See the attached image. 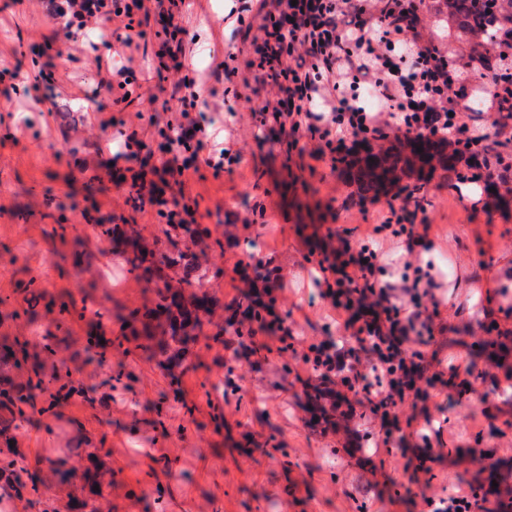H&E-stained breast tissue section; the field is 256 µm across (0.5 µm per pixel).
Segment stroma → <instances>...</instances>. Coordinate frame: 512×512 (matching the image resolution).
Instances as JSON below:
<instances>
[{"mask_svg": "<svg viewBox=\"0 0 512 512\" xmlns=\"http://www.w3.org/2000/svg\"><path fill=\"white\" fill-rule=\"evenodd\" d=\"M233 5L196 0L185 17L196 37L187 55L195 69H210L229 51L237 57L236 74L215 83L213 116L242 155L224 172L204 165L190 176L185 192L209 233L189 244L155 212L134 208L130 186L120 182L129 162L112 157L132 129L148 142L141 161L162 155L152 136L163 114L147 97L170 99L176 77L155 79L156 41L135 42L115 59L68 43L39 0H0V68L28 77L52 70L57 79L52 91L0 84V384L27 399L19 414L0 407V458L18 459L23 481L38 487L11 494L7 512H76L80 502L99 512H421L413 465L430 439L444 446L429 474L434 490L479 485L486 471L472 451L480 448L498 475L491 502L512 499V295L485 283L473 293L457 285L461 274L475 278L483 265L512 260V205L478 185L436 178L421 191L427 246L410 252L403 239H379L393 277L409 262L437 283L442 327L427 351L449 384L447 393L404 408L432 425L391 451L372 454L381 423L353 393L338 391L351 421L315 417L292 350L277 341L254 348L228 327L232 267L253 251L283 278L277 309L289 315L297 341L336 338L308 258L333 232L358 243L365 225L384 220L388 202L360 199L343 169L288 153L252 126L249 109L270 88L247 65L258 28L224 20ZM118 63L141 74L144 98L113 104L98 68ZM38 94L54 113L27 109ZM464 120L506 158L495 182L512 185V140L496 136L485 110ZM106 226L113 235L103 234ZM116 235L137 236L158 260L190 250L204 277L211 311L175 369L178 391L143 348L140 318L156 294L113 245ZM490 331L509 352L477 362L486 376L465 386L452 369L473 361ZM59 466L77 467L79 478L60 482Z\"/></svg>", "mask_w": 512, "mask_h": 512, "instance_id": "35a3bbf8", "label": "stroma"}]
</instances>
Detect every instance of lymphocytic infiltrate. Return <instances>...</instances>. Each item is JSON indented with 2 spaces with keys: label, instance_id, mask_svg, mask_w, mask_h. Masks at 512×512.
Instances as JSON below:
<instances>
[{
  "label": "lymphocytic infiltrate",
  "instance_id": "f902f5d3",
  "mask_svg": "<svg viewBox=\"0 0 512 512\" xmlns=\"http://www.w3.org/2000/svg\"><path fill=\"white\" fill-rule=\"evenodd\" d=\"M186 0H168L159 12L161 29H153L149 0H45L46 15L63 24L65 36L78 40L93 26L109 28L116 43L154 34L161 46L159 70H179L181 95L156 134L169 152L161 166L131 172L141 207L155 210L169 224H192L197 209L185 194L187 178L200 164L221 172L236 163L238 152L212 141L215 121L201 106L211 79L233 76L228 61L211 73L183 68L189 31L182 21ZM424 0H238V24L259 21L261 38L252 66L277 88L274 101L252 109L256 126L276 129L288 147L301 138L315 141L314 155L335 159L346 141L371 143L404 134L427 132L452 138L461 151L489 154L484 136L470 132L458 113L466 95V71L433 42L422 40L418 27ZM374 90L380 103L368 106L363 93ZM390 221L373 226L359 247L341 242L322 251V299L336 314L341 348L309 344L302 363L322 382L362 394L370 411L384 423V445L394 442L389 421L403 407L428 396L437 381L426 346L441 311L433 302L434 279L425 286L380 281L383 270L377 237L390 232L407 246L424 237L407 206L390 209ZM239 298L253 300L259 316L248 325L249 338L287 341L293 330L276 310L281 278L264 274L244 279ZM428 512H486V498L473 485L446 495H422Z\"/></svg>",
  "mask_w": 512,
  "mask_h": 512
}]
</instances>
